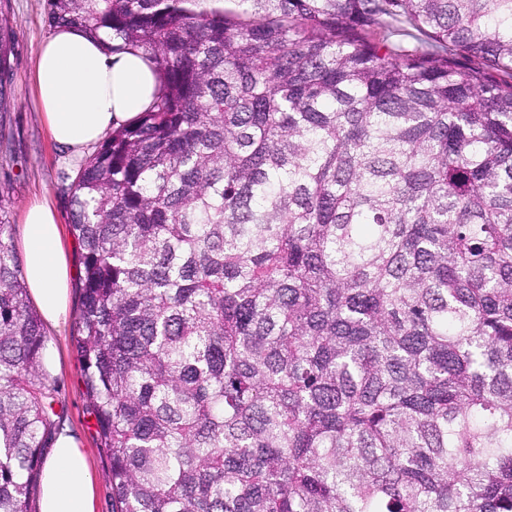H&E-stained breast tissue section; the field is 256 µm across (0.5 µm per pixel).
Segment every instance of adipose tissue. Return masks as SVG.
<instances>
[{
    "label": "adipose tissue",
    "mask_w": 512,
    "mask_h": 512,
    "mask_svg": "<svg viewBox=\"0 0 512 512\" xmlns=\"http://www.w3.org/2000/svg\"><path fill=\"white\" fill-rule=\"evenodd\" d=\"M35 87L53 140L82 153L112 127L147 110L160 81L143 49L112 52L77 27L54 29L41 45ZM29 293L51 327L64 322L70 271L50 206L33 202L21 233ZM40 512H95L87 458L69 429L55 436L42 467Z\"/></svg>",
    "instance_id": "ef3b65f1"
}]
</instances>
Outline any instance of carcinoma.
Masks as SVG:
<instances>
[{"label":"carcinoma","mask_w":512,"mask_h":512,"mask_svg":"<svg viewBox=\"0 0 512 512\" xmlns=\"http://www.w3.org/2000/svg\"><path fill=\"white\" fill-rule=\"evenodd\" d=\"M234 2L48 0L161 84L66 187L112 512H512V0ZM14 41L0 10V74ZM11 231L31 512L56 412Z\"/></svg>","instance_id":"obj_1"}]
</instances>
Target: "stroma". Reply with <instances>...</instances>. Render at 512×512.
Here are the masks:
<instances>
[{
  "label": "stroma",
  "instance_id": "35a3bbf8",
  "mask_svg": "<svg viewBox=\"0 0 512 512\" xmlns=\"http://www.w3.org/2000/svg\"><path fill=\"white\" fill-rule=\"evenodd\" d=\"M15 32L7 80L10 107L0 112V203L19 249L22 214L36 200L48 201L61 228V245L73 273H80L79 248L69 226L70 206L64 175H75L81 160L56 145L33 92V68L41 43L50 31L47 0H1ZM78 292H71L66 322L46 329V348L53 355L45 372L54 388L57 425L70 428L81 442L95 485L96 512H112L107 459L99 446L76 351Z\"/></svg>",
  "mask_w": 512,
  "mask_h": 512
}]
</instances>
